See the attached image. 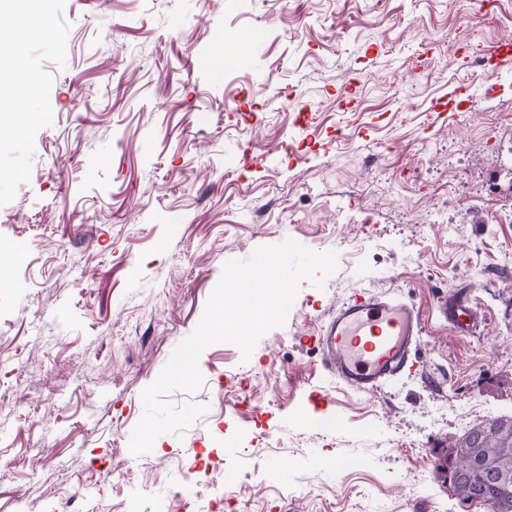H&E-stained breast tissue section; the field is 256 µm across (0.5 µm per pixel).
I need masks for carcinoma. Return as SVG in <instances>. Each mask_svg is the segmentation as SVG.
I'll return each mask as SVG.
<instances>
[{
	"mask_svg": "<svg viewBox=\"0 0 512 512\" xmlns=\"http://www.w3.org/2000/svg\"><path fill=\"white\" fill-rule=\"evenodd\" d=\"M461 459L473 463L466 479L456 477V464ZM480 464L493 465L512 473V418L497 417L468 430L454 445V451L437 465V471L449 481L457 496L473 500V487H483V503L496 512H512V478L503 482L486 479Z\"/></svg>",
	"mask_w": 512,
	"mask_h": 512,
	"instance_id": "carcinoma-1",
	"label": "carcinoma"
}]
</instances>
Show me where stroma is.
Masks as SVG:
<instances>
[{"mask_svg":"<svg viewBox=\"0 0 512 512\" xmlns=\"http://www.w3.org/2000/svg\"><path fill=\"white\" fill-rule=\"evenodd\" d=\"M27 9L48 32L18 54L39 117L0 143V512H492L435 466L512 417V58L491 55L512 0L495 26L471 0ZM288 237L336 272L250 358L207 347L202 386L169 396L205 413L134 457L142 392L224 263ZM359 289L423 325L414 373L376 394L323 376L311 339ZM458 293L470 335L440 312Z\"/></svg>","mask_w":512,"mask_h":512,"instance_id":"stroma-1","label":"stroma"}]
</instances>
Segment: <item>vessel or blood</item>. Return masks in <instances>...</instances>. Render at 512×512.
Returning a JSON list of instances; mask_svg holds the SVG:
<instances>
[{
  "label": "vessel or blood",
  "instance_id": "b4317fda",
  "mask_svg": "<svg viewBox=\"0 0 512 512\" xmlns=\"http://www.w3.org/2000/svg\"><path fill=\"white\" fill-rule=\"evenodd\" d=\"M442 312L458 332L471 331L475 313L461 297ZM421 319L415 306L392 293L354 292L319 326L313 341L322 371L357 392L376 393L412 372L420 347Z\"/></svg>",
  "mask_w": 512,
  "mask_h": 512
}]
</instances>
